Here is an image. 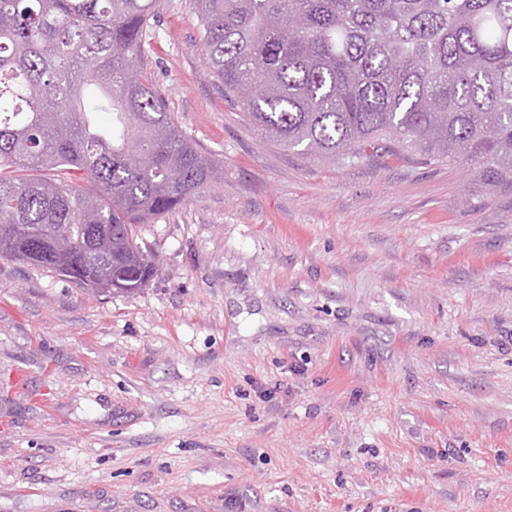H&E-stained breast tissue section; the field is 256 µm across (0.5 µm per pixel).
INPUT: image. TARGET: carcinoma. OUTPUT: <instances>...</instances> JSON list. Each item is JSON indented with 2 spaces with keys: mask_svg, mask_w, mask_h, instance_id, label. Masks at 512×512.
<instances>
[{
  "mask_svg": "<svg viewBox=\"0 0 512 512\" xmlns=\"http://www.w3.org/2000/svg\"><path fill=\"white\" fill-rule=\"evenodd\" d=\"M196 3L224 100L276 145L330 159L385 140L512 188V0ZM155 10L0 0V252L91 292L146 286L139 227L217 176L139 70Z\"/></svg>",
  "mask_w": 512,
  "mask_h": 512,
  "instance_id": "cac0c4a2",
  "label": "carcinoma"
}]
</instances>
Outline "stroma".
<instances>
[{"instance_id":"35a3bbf8","label":"stroma","mask_w":512,"mask_h":512,"mask_svg":"<svg viewBox=\"0 0 512 512\" xmlns=\"http://www.w3.org/2000/svg\"><path fill=\"white\" fill-rule=\"evenodd\" d=\"M151 26L218 177L142 225L136 293L0 258V512H512V189L279 148L194 0Z\"/></svg>"}]
</instances>
